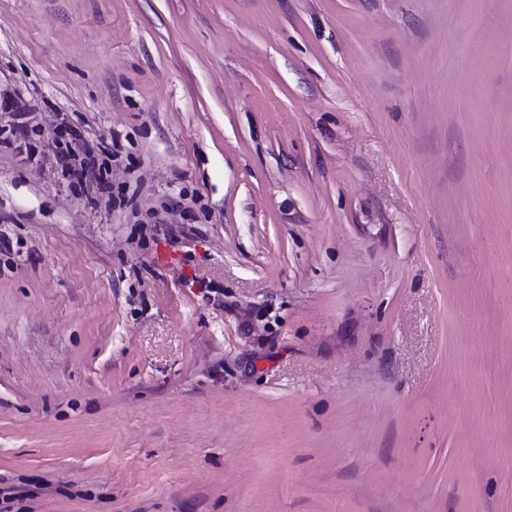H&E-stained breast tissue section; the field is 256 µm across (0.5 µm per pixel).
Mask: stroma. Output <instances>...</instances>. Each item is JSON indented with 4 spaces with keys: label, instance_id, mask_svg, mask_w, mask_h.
I'll return each mask as SVG.
<instances>
[{
    "label": "stroma",
    "instance_id": "stroma-1",
    "mask_svg": "<svg viewBox=\"0 0 512 512\" xmlns=\"http://www.w3.org/2000/svg\"><path fill=\"white\" fill-rule=\"evenodd\" d=\"M3 93L0 512H512V0H0ZM10 109L11 120L9 124L2 127V134L4 137L0 139L2 142L13 141L15 144L23 141L30 143V131L33 117L31 116V108L27 105H20L15 98L5 96L0 98V110ZM54 159L64 177H70L80 184H96L97 190L103 194L111 189L104 178L101 148L98 144L84 142L78 153L71 148L69 141H57Z\"/></svg>",
    "mask_w": 512,
    "mask_h": 512
}]
</instances>
